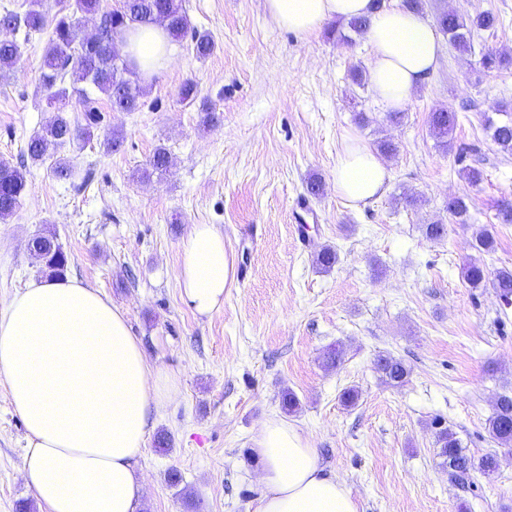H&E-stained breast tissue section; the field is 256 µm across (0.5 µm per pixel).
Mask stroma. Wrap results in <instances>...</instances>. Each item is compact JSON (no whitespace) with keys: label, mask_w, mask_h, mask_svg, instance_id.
<instances>
[{"label":"stroma","mask_w":512,"mask_h":512,"mask_svg":"<svg viewBox=\"0 0 512 512\" xmlns=\"http://www.w3.org/2000/svg\"><path fill=\"white\" fill-rule=\"evenodd\" d=\"M422 3L431 21L444 10H488L501 23L473 32L471 53L444 43L400 123L352 80L371 59L366 36L343 42L347 29L335 20L290 32L265 0H185L213 53L199 60L187 40L173 42L139 111L113 112L100 100L105 128L60 151L69 177L47 162L28 166L19 208L0 221V304L42 278L29 242L54 235L67 276L123 308L148 360L180 379L151 417L142 512H251L262 470L253 440L272 416L310 438L359 512H512V453L485 429L498 396L512 394V304L461 277L473 257L491 272L512 269V224L496 218L501 201H512V155L497 150L486 126L512 99V64L481 63L488 49L512 54V0ZM48 39L43 31L23 40L18 71L0 76V160L17 163L30 135L61 109L39 88ZM188 80L197 87L191 104L178 95ZM206 103L220 117L210 126ZM448 107L460 122L443 147L429 116ZM111 132L122 140L115 151L104 143ZM382 139L396 146L383 158L389 190L351 206L336 193L337 159L350 141L374 148ZM160 147L167 171L141 179ZM468 166L482 170L481 182L465 179ZM315 176L317 197L307 191ZM455 195L467 197L469 223H451ZM304 221L316 232L300 234ZM435 222L446 228L438 241L424 233ZM196 224L220 230L236 260V281L208 316L184 302L179 283L181 244ZM484 229L496 247L479 255L473 243ZM326 246L338 261L324 272L315 258ZM334 349L342 361L325 368ZM380 354L408 365L404 386L383 382ZM349 388L358 392L351 406L341 400ZM288 391L298 400L291 411L282 404ZM437 419L470 455L497 453L496 473L451 481ZM24 446L0 377V512L34 498L22 477ZM172 469L179 485L167 480Z\"/></svg>","instance_id":"stroma-1"}]
</instances>
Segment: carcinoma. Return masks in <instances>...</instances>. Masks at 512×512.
<instances>
[{"label": "carcinoma", "instance_id": "cac0c4a2", "mask_svg": "<svg viewBox=\"0 0 512 512\" xmlns=\"http://www.w3.org/2000/svg\"><path fill=\"white\" fill-rule=\"evenodd\" d=\"M61 8L47 19L41 0H29L24 12L7 11L0 15V25L7 22L14 30L30 33L51 28V35L44 51L39 87L52 99H76L83 107L84 124H73L63 110L27 142L26 154L34 163L44 162L49 149L61 148L79 139L91 140L94 131L104 127L106 115L98 107L97 95L106 97L110 110L136 112L143 105L144 88L134 66L126 59L119 60L112 48L117 36L139 26L159 25L173 39L190 37L193 52L198 59L209 56L214 42L209 35L190 26L184 0H122V6L103 10L102 0H60ZM95 16L100 20L98 35L91 38L83 33L82 19ZM500 19L490 12L463 16L453 10L441 12L436 17L439 30L449 37L455 49L467 53L471 49V34L475 30L496 27ZM21 45L15 40H0V71L7 73L17 68L21 61ZM507 119L487 120L491 140L497 150L512 155V104L501 106ZM458 123V112L450 109L434 112L430 117L431 130L442 146L448 145V136ZM170 160L166 149H157L143 172L148 178L167 170ZM25 189V175L17 167L0 161V219L11 216L19 207ZM448 214L457 224L469 223V205L463 197L448 200ZM31 249L43 263L42 272L50 277L63 275L68 258L52 236L32 239ZM462 276L471 288H484L492 284L498 296L509 305L512 303V269H499L493 279H488L484 265L472 260L464 265ZM377 369L393 386L403 385L410 376V368L391 355L376 359ZM436 443L439 456L448 474L462 476L467 471L478 470L490 476L499 466L498 456L489 453L479 459L467 454L456 433L436 423ZM485 429L489 436L504 446H512V395L499 396Z\"/></svg>", "mask_w": 512, "mask_h": 512}]
</instances>
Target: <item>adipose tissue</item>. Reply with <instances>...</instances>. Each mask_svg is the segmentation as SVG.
Wrapping results in <instances>:
<instances>
[{
	"label": "adipose tissue",
	"instance_id": "obj_1",
	"mask_svg": "<svg viewBox=\"0 0 512 512\" xmlns=\"http://www.w3.org/2000/svg\"><path fill=\"white\" fill-rule=\"evenodd\" d=\"M265 7L279 27L302 35L334 18L370 17L369 83L386 109L403 108L438 68L436 28L406 8L378 11L373 0H265ZM125 52L145 76L171 56L158 26L131 31ZM389 182V170L368 147L354 142L339 155L336 192L349 204L380 197ZM235 275L223 233L193 225L182 243L185 303L212 314ZM0 376L26 430V483L46 512H140L148 421L180 380L148 361L125 311L72 278L29 282L0 309ZM254 451L263 486L254 512H359L346 484L287 421L264 420Z\"/></svg>",
	"mask_w": 512,
	"mask_h": 512
}]
</instances>
